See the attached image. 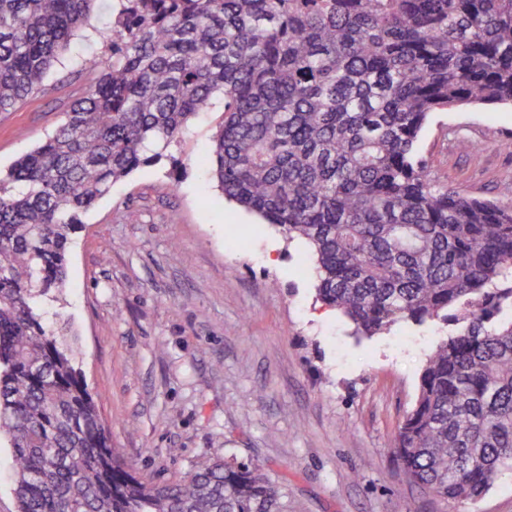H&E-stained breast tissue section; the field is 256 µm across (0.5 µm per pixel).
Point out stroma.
<instances>
[{"label": "stroma", "instance_id": "obj_1", "mask_svg": "<svg viewBox=\"0 0 512 512\" xmlns=\"http://www.w3.org/2000/svg\"><path fill=\"white\" fill-rule=\"evenodd\" d=\"M74 40L38 93L0 112V169L43 143L95 79L96 29ZM222 104L195 116L168 159L112 184L73 236L63 303L112 445L136 475L173 481L204 456L262 465L286 512H512V471L480 499L444 503L405 481L394 435L416 397L438 324L352 336L300 273L299 247L225 200L201 155ZM457 129L479 145L461 155ZM512 106L434 113L419 141L432 177L512 202Z\"/></svg>", "mask_w": 512, "mask_h": 512}]
</instances>
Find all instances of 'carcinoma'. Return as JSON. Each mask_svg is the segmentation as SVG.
<instances>
[{"label":"carcinoma","mask_w":512,"mask_h":512,"mask_svg":"<svg viewBox=\"0 0 512 512\" xmlns=\"http://www.w3.org/2000/svg\"><path fill=\"white\" fill-rule=\"evenodd\" d=\"M97 0H0V112L25 103ZM106 57L55 132L0 170V438L17 512H284L256 462L209 458L176 481L132 473L76 364L67 284L83 214L167 157L223 99L199 164L224 197L299 242L317 300L353 334L448 328L395 448L446 502L512 470V204L429 177L430 115L512 105V0H111Z\"/></svg>","instance_id":"carcinoma-1"}]
</instances>
